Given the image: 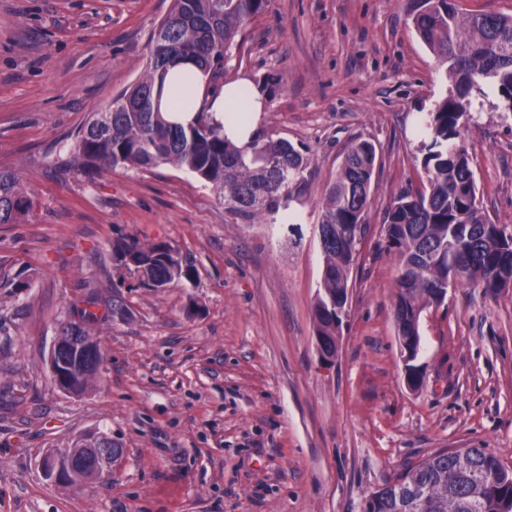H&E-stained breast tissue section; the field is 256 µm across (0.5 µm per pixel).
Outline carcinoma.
<instances>
[{
  "label": "carcinoma",
  "mask_w": 512,
  "mask_h": 512,
  "mask_svg": "<svg viewBox=\"0 0 512 512\" xmlns=\"http://www.w3.org/2000/svg\"><path fill=\"white\" fill-rule=\"evenodd\" d=\"M271 0H172L156 25L142 76L88 114L75 132L68 171L93 173L103 168L149 170L171 165L210 186L224 209L242 224H274L278 215L291 222L292 205L308 196L313 159L304 145L258 129L238 146L224 137L223 127L208 112L184 126L167 120L160 109L170 63L177 58L197 64L208 82L223 76L224 62L237 37ZM410 16L419 39L444 68L453 85L450 94L425 113L418 124L423 138V190L399 191L388 205L382 233L388 251L399 259L395 322L413 326L415 312L439 304L436 288L455 273L460 283L497 296L502 273L512 276V231L500 229L487 215L469 154L462 138L472 119L469 95L488 82L512 105V14L463 12L454 0H410ZM281 78L267 75L257 89L271 99ZM377 170L375 145L365 139L348 146L335 181L321 203L320 223L339 226L348 243L321 248L323 268L313 309L314 332L336 335V289L351 282L358 260L355 232L365 233L370 195ZM33 208L23 180L0 170V224H17ZM458 239L454 263L432 254L435 246ZM113 268L139 276L147 288H165L192 278L169 243L118 240L112 247ZM67 324L85 341L100 345L89 326L105 314L124 315L117 299L95 293ZM371 512H512V467L484 448L442 451L407 467L394 481L369 494Z\"/></svg>",
  "instance_id": "carcinoma-1"
}]
</instances>
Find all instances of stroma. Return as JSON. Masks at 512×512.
I'll use <instances>...</instances> for the list:
<instances>
[{
  "label": "stroma",
  "mask_w": 512,
  "mask_h": 512,
  "mask_svg": "<svg viewBox=\"0 0 512 512\" xmlns=\"http://www.w3.org/2000/svg\"><path fill=\"white\" fill-rule=\"evenodd\" d=\"M172 0H0V169L34 199L0 224V512H362L367 495L441 449L484 448L512 466V290H449L420 318L410 390L394 323L397 257L382 219L421 187L417 125L448 93L408 0H271L224 64L223 83L276 75L262 124L306 145L315 175L298 224H238L216 193L172 167L63 173L89 112L141 74ZM463 138L480 199L512 228V112L470 95ZM378 166L368 231L333 364L312 308L319 203L352 139ZM119 239L166 241L194 269L158 290L116 270ZM27 289L9 288L12 279ZM119 295L93 327L104 353L84 394L47 360L71 302ZM103 431L124 450L105 479L46 481V448Z\"/></svg>",
  "instance_id": "35a3bbf8"
}]
</instances>
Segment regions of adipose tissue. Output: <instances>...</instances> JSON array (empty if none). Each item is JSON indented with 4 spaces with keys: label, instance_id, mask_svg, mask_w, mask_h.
Here are the masks:
<instances>
[{
    "label": "adipose tissue",
    "instance_id": "ef3b65f1",
    "mask_svg": "<svg viewBox=\"0 0 512 512\" xmlns=\"http://www.w3.org/2000/svg\"><path fill=\"white\" fill-rule=\"evenodd\" d=\"M169 77L160 107L177 122L185 125L196 113L208 112L223 126L225 137L239 145L246 144L259 128L266 102L250 80L224 85L216 93L189 61L175 63Z\"/></svg>",
    "mask_w": 512,
    "mask_h": 512
}]
</instances>
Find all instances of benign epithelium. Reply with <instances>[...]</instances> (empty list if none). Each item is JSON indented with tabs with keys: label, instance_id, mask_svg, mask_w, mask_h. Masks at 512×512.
Wrapping results in <instances>:
<instances>
[{
	"label": "benign epithelium",
	"instance_id": "1",
	"mask_svg": "<svg viewBox=\"0 0 512 512\" xmlns=\"http://www.w3.org/2000/svg\"><path fill=\"white\" fill-rule=\"evenodd\" d=\"M400 355L404 362L405 381L409 389L422 384L423 372L416 364L420 354L419 337H397ZM321 361L327 365L335 362L339 351L340 336L315 337ZM94 354V345L66 335L60 329L53 338L48 357V369L56 386L69 394L79 395L75 376L80 374L86 357ZM123 449L107 433L92 431L78 436L71 448H48L40 456L37 466L42 476L54 483L63 484L69 478L90 470L97 476L112 472L121 461Z\"/></svg>",
	"mask_w": 512,
	"mask_h": 512
}]
</instances>
